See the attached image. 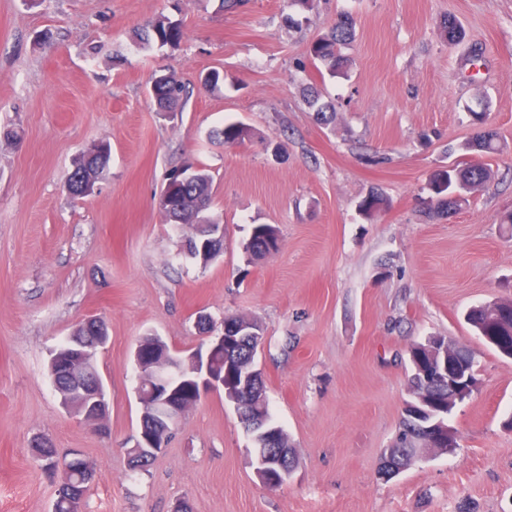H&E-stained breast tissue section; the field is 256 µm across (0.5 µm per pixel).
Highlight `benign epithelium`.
<instances>
[{
	"label": "benign epithelium",
	"instance_id": "1",
	"mask_svg": "<svg viewBox=\"0 0 512 512\" xmlns=\"http://www.w3.org/2000/svg\"><path fill=\"white\" fill-rule=\"evenodd\" d=\"M489 325H494L504 313L512 312L509 300H493L483 304ZM211 343L205 353L192 351L185 360H180L164 351L158 357L147 358L144 346L136 345L135 364L139 371L137 400L151 403L154 413L163 418L168 409L175 407L179 415H184L190 406L178 398V388L186 381L199 384L202 393H224V400L239 409V391L250 387L254 382L264 378L262 369L256 362L258 351L262 348L264 337L257 334L248 322H242L232 329V335L226 330L210 331ZM248 338L255 344L251 363L230 374L229 364H224V371L218 372L212 367L214 355L235 339ZM457 345L450 336H431L418 344L420 350L426 352V362L422 367L423 374L435 382L448 385V407L443 415L430 417L424 425L426 438L420 447L410 449L418 461L429 455H441L457 447V432L448 425V416L471 395L479 391L481 382L474 368L460 367L453 363L451 350ZM89 352L78 343L65 348L57 347L50 357L49 363L66 369V373L74 380V388L79 391V400L71 402L67 394H59L60 403L69 413L100 431L108 427L110 404L106 397L103 383L87 385L83 382ZM168 445L166 435L153 430L141 429L139 440L132 448L127 449L129 456L142 453L158 455ZM249 464L258 481L265 486H282L287 483L295 470V466L282 460H275L264 453L263 448L252 445L249 449Z\"/></svg>",
	"mask_w": 512,
	"mask_h": 512
}]
</instances>
